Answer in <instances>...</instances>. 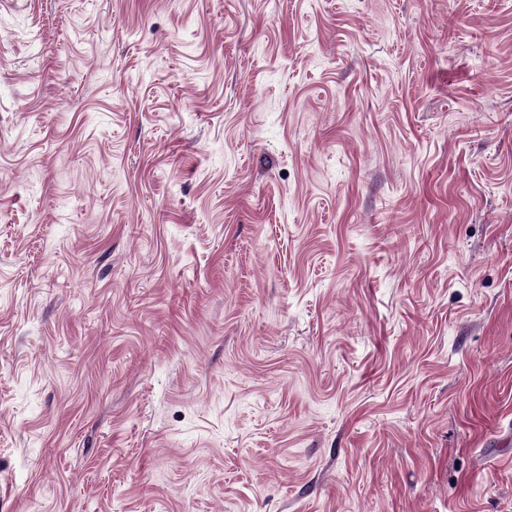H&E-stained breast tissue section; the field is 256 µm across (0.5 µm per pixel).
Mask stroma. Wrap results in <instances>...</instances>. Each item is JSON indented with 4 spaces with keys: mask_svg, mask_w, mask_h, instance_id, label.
<instances>
[{
    "mask_svg": "<svg viewBox=\"0 0 512 512\" xmlns=\"http://www.w3.org/2000/svg\"><path fill=\"white\" fill-rule=\"evenodd\" d=\"M512 0H0V512H512Z\"/></svg>",
    "mask_w": 512,
    "mask_h": 512,
    "instance_id": "35a3bbf8",
    "label": "stroma"
}]
</instances>
